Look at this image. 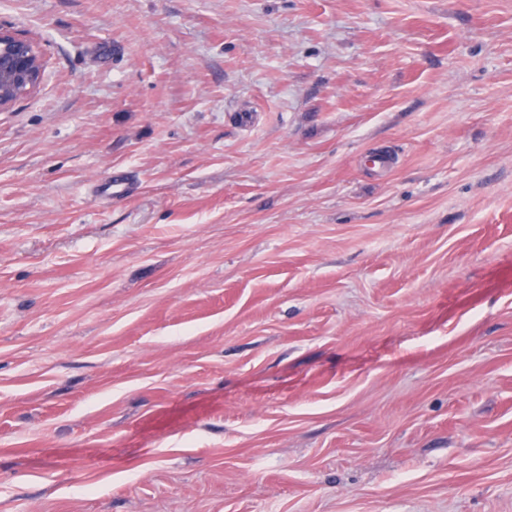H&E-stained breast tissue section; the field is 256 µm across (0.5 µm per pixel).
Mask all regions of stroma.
Returning a JSON list of instances; mask_svg holds the SVG:
<instances>
[{
  "mask_svg": "<svg viewBox=\"0 0 512 512\" xmlns=\"http://www.w3.org/2000/svg\"><path fill=\"white\" fill-rule=\"evenodd\" d=\"M0 25V512H512V0ZM43 70V59L34 43L0 26V111L36 88ZM137 189V183L132 176L122 171H112L96 182V193L112 199L129 198Z\"/></svg>",
  "mask_w": 512,
  "mask_h": 512,
  "instance_id": "1",
  "label": "stroma"
}]
</instances>
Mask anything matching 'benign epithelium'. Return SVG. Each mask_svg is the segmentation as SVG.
I'll return each instance as SVG.
<instances>
[{
    "mask_svg": "<svg viewBox=\"0 0 512 512\" xmlns=\"http://www.w3.org/2000/svg\"><path fill=\"white\" fill-rule=\"evenodd\" d=\"M43 70V59L34 43L0 26V111L36 88Z\"/></svg>",
    "mask_w": 512,
    "mask_h": 512,
    "instance_id": "obj_1",
    "label": "benign epithelium"
}]
</instances>
